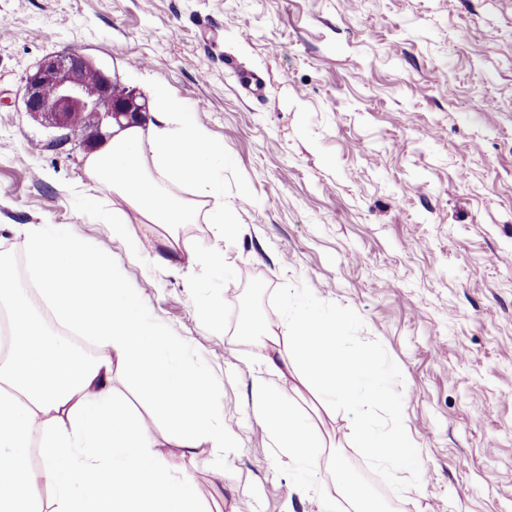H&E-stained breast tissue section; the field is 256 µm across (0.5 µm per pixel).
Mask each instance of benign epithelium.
Wrapping results in <instances>:
<instances>
[{
    "instance_id": "1",
    "label": "benign epithelium",
    "mask_w": 512,
    "mask_h": 512,
    "mask_svg": "<svg viewBox=\"0 0 512 512\" xmlns=\"http://www.w3.org/2000/svg\"><path fill=\"white\" fill-rule=\"evenodd\" d=\"M25 111L48 121L62 147L74 126L92 128L103 121L133 125L144 119L145 106L131 93H119L112 75L78 51L44 59L25 79Z\"/></svg>"
}]
</instances>
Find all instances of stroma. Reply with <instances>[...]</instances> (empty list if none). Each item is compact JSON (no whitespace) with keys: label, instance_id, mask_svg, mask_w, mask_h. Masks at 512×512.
Listing matches in <instances>:
<instances>
[{"label":"stroma","instance_id":"35a3bbf8","mask_svg":"<svg viewBox=\"0 0 512 512\" xmlns=\"http://www.w3.org/2000/svg\"><path fill=\"white\" fill-rule=\"evenodd\" d=\"M76 50L149 103L166 87L223 144V224L159 228L157 267L113 238L125 212L85 170L89 133L53 147L24 79ZM263 79L261 96L242 86ZM63 224L105 251L153 322L190 346L231 431L224 459L174 455L213 512H354L323 466L301 475L250 397L267 366L240 336L298 296L342 311L347 350L390 367L412 472L378 465L351 416L284 392L385 512H512V0H0V268L27 258L15 228ZM220 253L224 269L197 264ZM113 385L162 440L124 366Z\"/></svg>","mask_w":512,"mask_h":512}]
</instances>
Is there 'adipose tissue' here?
<instances>
[{"mask_svg": "<svg viewBox=\"0 0 512 512\" xmlns=\"http://www.w3.org/2000/svg\"><path fill=\"white\" fill-rule=\"evenodd\" d=\"M153 98L155 123L115 129L86 162L89 178L110 186L133 211L112 217L113 235L125 236L134 219L145 225L149 241L159 227L195 224L203 215L234 233L224 221L223 145L183 99L161 86ZM180 186L190 187L193 198L177 194ZM19 232L39 299L0 281L10 321L0 346V512H207L191 474L175 469L169 448L127 412L112 371L118 363L130 369L179 432L183 452L220 457L224 419L207 373L186 360L182 342L145 315L140 294L127 288L99 248L61 224H25ZM40 303L95 343L91 359L36 322ZM346 318L321 314L303 298L290 317L244 318L241 334L263 351L287 345L321 398L352 414L372 459L415 467L401 428L385 433L368 417L371 406L388 400V373L379 356L337 348L336 329ZM251 396L281 452L317 475L313 432L282 389L258 375Z\"/></svg>", "mask_w": 512, "mask_h": 512, "instance_id": "1", "label": "adipose tissue"}]
</instances>
